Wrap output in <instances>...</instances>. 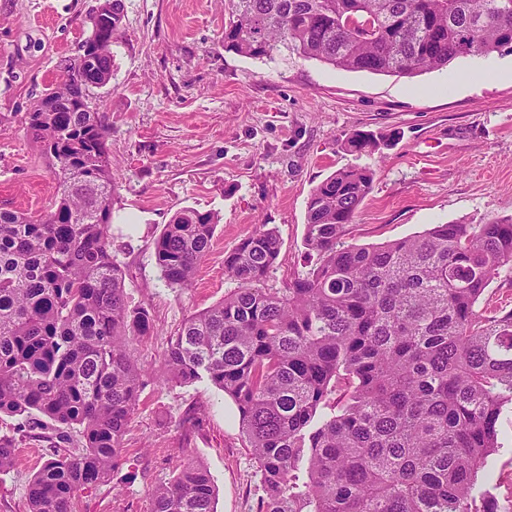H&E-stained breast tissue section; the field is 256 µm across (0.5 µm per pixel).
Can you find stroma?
<instances>
[{
    "mask_svg": "<svg viewBox=\"0 0 512 512\" xmlns=\"http://www.w3.org/2000/svg\"><path fill=\"white\" fill-rule=\"evenodd\" d=\"M112 76L93 103L108 123L112 252L131 304L150 332L134 349L146 368L193 314L235 283L224 255L256 225L282 247L267 285L304 271L306 203L334 171L373 170L349 242L377 244L432 224L512 215V52L459 58L411 76L346 71L316 60L243 57L224 47V0H122ZM98 0H0V209L47 214L57 183L22 117L90 34ZM358 131L398 132L380 154L343 142ZM218 214L190 288L160 277L154 241L180 209ZM33 416L0 415L16 461L0 473V512H27V489L57 440ZM481 479L512 512V412ZM122 456L107 481L81 492L76 512H148L155 487L190 461L214 479L215 512H256L261 477L233 400L201 380L144 378Z\"/></svg>",
    "mask_w": 512,
    "mask_h": 512,
    "instance_id": "1",
    "label": "stroma"
}]
</instances>
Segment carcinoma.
Here are the masks:
<instances>
[{
    "label": "carcinoma",
    "instance_id": "carcinoma-1",
    "mask_svg": "<svg viewBox=\"0 0 512 512\" xmlns=\"http://www.w3.org/2000/svg\"><path fill=\"white\" fill-rule=\"evenodd\" d=\"M224 46L253 59L289 56L347 71L413 75L503 52L512 0H224ZM89 51L25 113L59 185L50 213L0 209V414L48 420L70 445L28 486L29 512H75L122 455L144 367L133 341L151 328L129 304L112 255L108 125L71 112L111 78ZM396 134L343 143L380 153ZM373 171L340 169L311 191L308 269L263 284L282 241L261 224L224 256L236 288L191 316L160 376L207 379L233 399L262 475L257 512H498L479 482L512 409V312L477 304L512 269V217L434 224L380 244L346 241ZM218 215L185 207L154 242L161 279L187 288ZM14 445L0 437V471ZM149 512H214V482L196 462L157 487Z\"/></svg>",
    "mask_w": 512,
    "mask_h": 512
}]
</instances>
